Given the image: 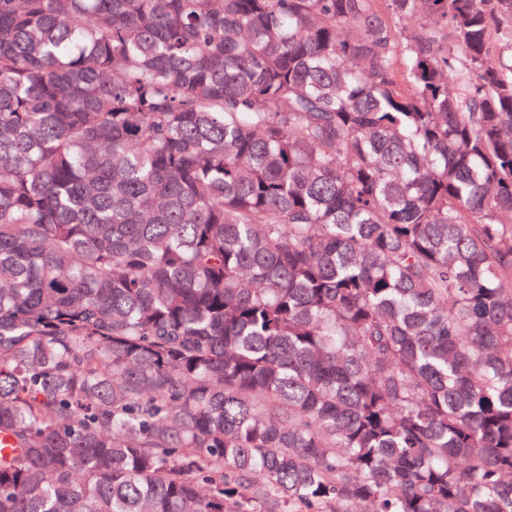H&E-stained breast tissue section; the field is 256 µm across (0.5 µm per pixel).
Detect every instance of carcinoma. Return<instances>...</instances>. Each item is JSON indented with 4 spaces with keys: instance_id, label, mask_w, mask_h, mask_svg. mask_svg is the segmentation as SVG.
<instances>
[{
    "instance_id": "obj_1",
    "label": "carcinoma",
    "mask_w": 512,
    "mask_h": 512,
    "mask_svg": "<svg viewBox=\"0 0 512 512\" xmlns=\"http://www.w3.org/2000/svg\"><path fill=\"white\" fill-rule=\"evenodd\" d=\"M512 0H0V512H512Z\"/></svg>"
}]
</instances>
